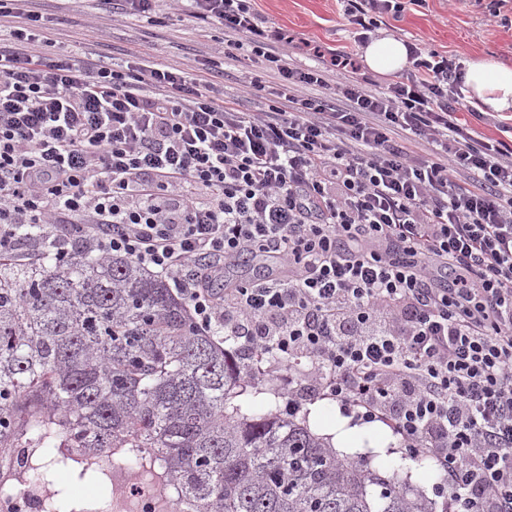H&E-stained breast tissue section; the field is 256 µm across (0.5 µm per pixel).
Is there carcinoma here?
<instances>
[{"label": "carcinoma", "instance_id": "carcinoma-1", "mask_svg": "<svg viewBox=\"0 0 512 512\" xmlns=\"http://www.w3.org/2000/svg\"><path fill=\"white\" fill-rule=\"evenodd\" d=\"M22 242L42 262L0 258V471L29 443L33 482L66 470L112 487L101 457L157 467L172 512H434L364 460H345L306 422L236 402L249 362L201 334L169 282L90 240L60 251ZM78 448V461L62 452ZM54 488L45 512H85Z\"/></svg>", "mask_w": 512, "mask_h": 512}]
</instances>
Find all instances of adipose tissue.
<instances>
[{"instance_id": "obj_1", "label": "adipose tissue", "mask_w": 512, "mask_h": 512, "mask_svg": "<svg viewBox=\"0 0 512 512\" xmlns=\"http://www.w3.org/2000/svg\"><path fill=\"white\" fill-rule=\"evenodd\" d=\"M361 62L379 75L402 71L409 64L405 42L382 34L371 37L361 53ZM462 92L466 102L480 112H512V66L483 55L464 62Z\"/></svg>"}]
</instances>
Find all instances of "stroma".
I'll return each instance as SVG.
<instances>
[{"mask_svg":"<svg viewBox=\"0 0 512 512\" xmlns=\"http://www.w3.org/2000/svg\"><path fill=\"white\" fill-rule=\"evenodd\" d=\"M43 20L67 16L58 25L52 45L42 47L44 57L68 54L77 58L96 53L108 62L124 64L131 52L150 53L155 63L178 66L202 59L224 44L220 26L200 29L183 13H173L170 0H162L153 19L114 15L102 0H35ZM253 7L267 25L287 34L292 44L288 61L312 64L315 52L331 56L346 51L360 57L363 48L343 17L340 0H254ZM384 29L405 42L427 50L448 51L468 58L488 55L512 64V0H426L398 16H386ZM350 426L379 434L376 447L360 442L338 449V457L366 460L382 475L396 477L434 503L435 512H450L449 501L439 497L436 485L442 475L432 457L415 459L400 450L399 437L385 424L350 418Z\"/></svg>","mask_w":512,"mask_h":512,"instance_id":"35a3bbf8","label":"stroma"}]
</instances>
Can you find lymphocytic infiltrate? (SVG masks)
Masks as SVG:
<instances>
[{"label":"lymphocytic infiltrate","mask_w":512,"mask_h":512,"mask_svg":"<svg viewBox=\"0 0 512 512\" xmlns=\"http://www.w3.org/2000/svg\"><path fill=\"white\" fill-rule=\"evenodd\" d=\"M424 2L344 15L371 32ZM187 11L262 58L242 83L265 111L226 96L212 58L45 59L39 14L0 0V24L25 17L0 37V257L26 226L60 247L89 235L169 279L201 333L275 355L289 411L308 360L323 395L435 459L452 512H512V145L460 123L459 55L410 46L411 70L374 93L290 66L251 0ZM257 254L283 276L214 288Z\"/></svg>","instance_id":"f902f5d3"}]
</instances>
